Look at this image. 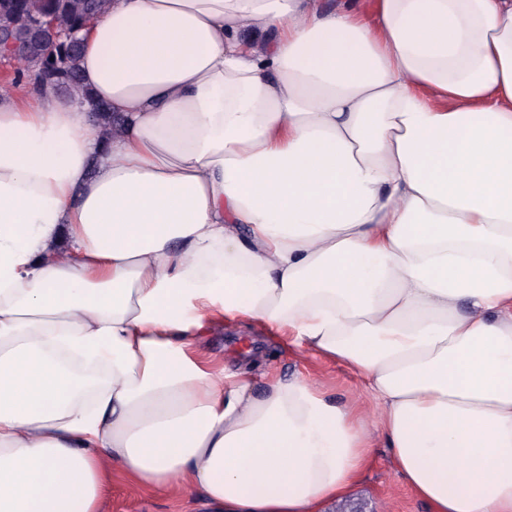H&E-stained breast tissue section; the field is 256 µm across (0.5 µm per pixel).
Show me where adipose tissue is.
<instances>
[{"label":"adipose tissue","instance_id":"adipose-tissue-1","mask_svg":"<svg viewBox=\"0 0 512 512\" xmlns=\"http://www.w3.org/2000/svg\"><path fill=\"white\" fill-rule=\"evenodd\" d=\"M80 68L113 132L0 88V512H319L378 432L432 512H512V0H112ZM237 317L378 415L204 355ZM201 491L150 494L136 490L120 478L112 480L103 512H210Z\"/></svg>","mask_w":512,"mask_h":512}]
</instances>
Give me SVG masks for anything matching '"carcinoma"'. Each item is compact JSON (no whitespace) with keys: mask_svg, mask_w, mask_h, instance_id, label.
<instances>
[{"mask_svg":"<svg viewBox=\"0 0 512 512\" xmlns=\"http://www.w3.org/2000/svg\"><path fill=\"white\" fill-rule=\"evenodd\" d=\"M109 0H0V34L12 36L24 47L16 61L11 83L32 80L54 93L77 94L90 108L98 125L110 129L118 122L112 106L95 100L80 82L79 60L83 27L99 15ZM73 34L68 43L56 44L45 24ZM56 61V67L49 60Z\"/></svg>","mask_w":512,"mask_h":512,"instance_id":"1","label":"carcinoma"}]
</instances>
